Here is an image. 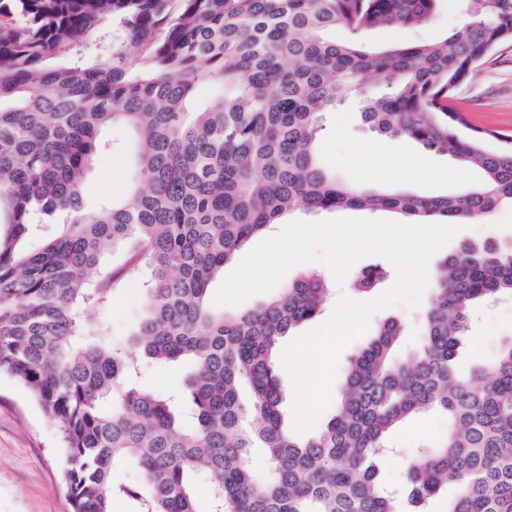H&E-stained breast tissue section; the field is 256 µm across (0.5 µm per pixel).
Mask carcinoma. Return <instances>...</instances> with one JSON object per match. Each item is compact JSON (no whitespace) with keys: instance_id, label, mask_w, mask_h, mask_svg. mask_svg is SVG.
I'll list each match as a JSON object with an SVG mask.
<instances>
[{"instance_id":"cac0c4a2","label":"carcinoma","mask_w":512,"mask_h":512,"mask_svg":"<svg viewBox=\"0 0 512 512\" xmlns=\"http://www.w3.org/2000/svg\"><path fill=\"white\" fill-rule=\"evenodd\" d=\"M463 2L450 35L373 51L367 31L428 20L435 0H0V376L58 425L70 512H112L117 496L138 512H430L441 494L445 512H512V335L490 361L458 363L476 310L512 296V243L444 257L421 344L403 354L401 324H377L348 361L335 415L304 437L285 425L277 351L323 314L328 282L306 271L244 311L214 305L209 289L294 208L461 224L512 206V137L470 128L454 105L512 41V0ZM205 86L220 97L195 109ZM348 95L370 131L482 181L445 196L336 181L318 141L323 112ZM116 124L136 134L132 200L87 210L81 184ZM57 214L60 235L25 251ZM118 246L150 274L143 318L114 336L96 311L114 285L101 260ZM381 278L369 267L353 287ZM136 352L190 371L152 393L136 384ZM430 412L447 431L385 485L395 432ZM124 463L138 484L114 479Z\"/></svg>"}]
</instances>
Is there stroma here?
Returning a JSON list of instances; mask_svg holds the SVG:
<instances>
[{"label":"stroma","instance_id":"obj_1","mask_svg":"<svg viewBox=\"0 0 512 512\" xmlns=\"http://www.w3.org/2000/svg\"><path fill=\"white\" fill-rule=\"evenodd\" d=\"M460 21V0H437L431 20L399 28L393 37L385 30H374L366 35L365 45L374 50L394 41H434L450 34ZM457 101L472 125L512 133V44L500 45L482 61L474 76L460 88ZM319 154L337 181L348 183L363 176L384 190L442 196L482 179L478 171L463 168L411 139L381 137L368 131L361 124L357 102L351 98L324 113ZM388 156L422 157L433 176L422 182L399 177L396 169L385 164ZM132 165L129 150L99 154L81 187L85 207L91 210L112 200L129 202ZM490 238L512 242L511 206L500 208L492 223H467L453 242L458 245ZM142 306L141 279L122 276L102 315L113 333L123 334L137 324ZM509 335L512 298L505 297L479 315L462 353V364L488 361ZM57 440V425L43 415L25 389L11 378L0 376V512H68Z\"/></svg>","mask_w":512,"mask_h":512}]
</instances>
